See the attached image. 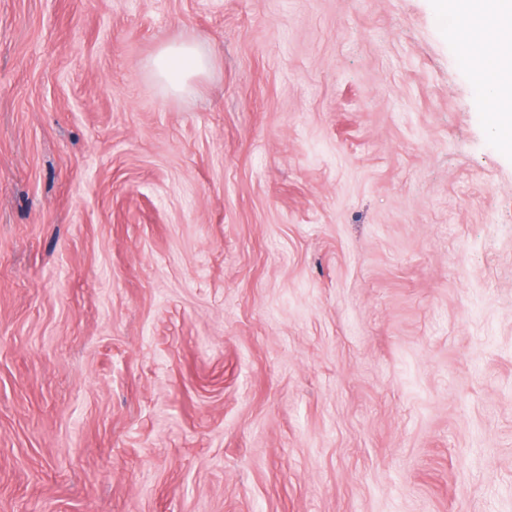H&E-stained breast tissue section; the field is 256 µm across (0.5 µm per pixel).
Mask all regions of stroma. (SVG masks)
Segmentation results:
<instances>
[{"mask_svg": "<svg viewBox=\"0 0 512 512\" xmlns=\"http://www.w3.org/2000/svg\"><path fill=\"white\" fill-rule=\"evenodd\" d=\"M460 34L0 0V512H512V131ZM208 66V56L191 40L163 47L153 62L155 74L175 92L183 90L191 76Z\"/></svg>", "mask_w": 512, "mask_h": 512, "instance_id": "35a3bbf8", "label": "stroma"}]
</instances>
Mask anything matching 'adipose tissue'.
<instances>
[{
	"mask_svg": "<svg viewBox=\"0 0 512 512\" xmlns=\"http://www.w3.org/2000/svg\"><path fill=\"white\" fill-rule=\"evenodd\" d=\"M453 7L467 20L463 42L479 65L495 125L511 126L512 0H453ZM208 66V56L190 40L163 47L153 62L155 74L176 92Z\"/></svg>",
	"mask_w": 512,
	"mask_h": 512,
	"instance_id": "adipose-tissue-1",
	"label": "adipose tissue"
}]
</instances>
